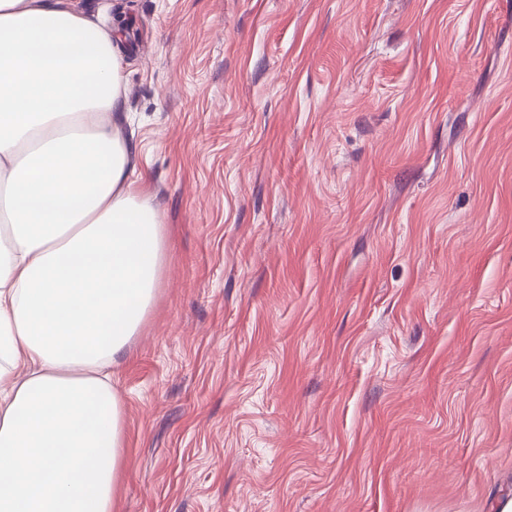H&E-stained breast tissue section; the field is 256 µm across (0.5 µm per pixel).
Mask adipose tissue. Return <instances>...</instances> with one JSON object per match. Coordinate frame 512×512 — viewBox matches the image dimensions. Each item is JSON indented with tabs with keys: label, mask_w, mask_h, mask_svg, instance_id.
<instances>
[{
	"label": "adipose tissue",
	"mask_w": 512,
	"mask_h": 512,
	"mask_svg": "<svg viewBox=\"0 0 512 512\" xmlns=\"http://www.w3.org/2000/svg\"><path fill=\"white\" fill-rule=\"evenodd\" d=\"M123 22L0 0V512H117L110 369L166 257L121 129Z\"/></svg>",
	"instance_id": "adipose-tissue-1"
}]
</instances>
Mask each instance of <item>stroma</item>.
Segmentation results:
<instances>
[{
	"label": "stroma",
	"instance_id": "obj_1",
	"mask_svg": "<svg viewBox=\"0 0 512 512\" xmlns=\"http://www.w3.org/2000/svg\"><path fill=\"white\" fill-rule=\"evenodd\" d=\"M130 21L167 237L120 512L512 495V0H77Z\"/></svg>",
	"mask_w": 512,
	"mask_h": 512
}]
</instances>
